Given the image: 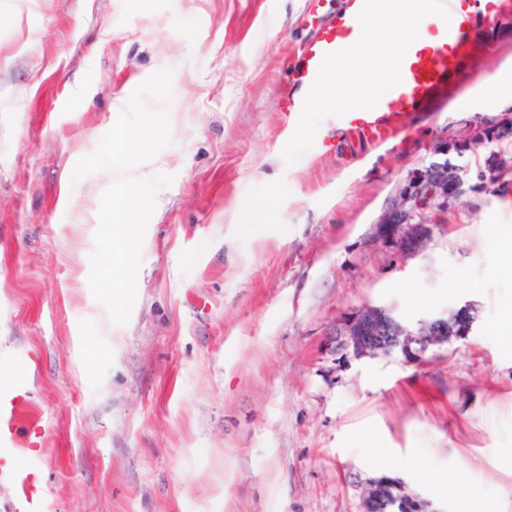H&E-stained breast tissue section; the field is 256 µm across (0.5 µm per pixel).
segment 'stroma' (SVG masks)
I'll list each match as a JSON object with an SVG mask.
<instances>
[{
  "label": "stroma",
  "mask_w": 512,
  "mask_h": 512,
  "mask_svg": "<svg viewBox=\"0 0 512 512\" xmlns=\"http://www.w3.org/2000/svg\"><path fill=\"white\" fill-rule=\"evenodd\" d=\"M336 3L0 0V357L29 368L39 512H360L380 477L455 512L461 465L467 512H512V105L481 95L512 14L400 139L323 153L333 113L282 90ZM444 162L460 194L400 257L377 227ZM128 191L150 201L129 247ZM366 304L475 323L419 362L336 367L324 338ZM148 205H149V202L140 196L130 195V196H125V197L120 198V202H119L120 217L115 223H117L116 226H117V229L119 231V234H120V237L122 238V240H124L127 243L132 242L135 239V235H136L135 229L132 226V224H128L123 220L124 211L127 208H129L130 206L142 208V207H146Z\"/></svg>",
  "instance_id": "obj_1"
}]
</instances>
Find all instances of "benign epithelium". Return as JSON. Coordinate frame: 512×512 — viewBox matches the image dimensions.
Masks as SVG:
<instances>
[{"label":"benign epithelium","instance_id":"1","mask_svg":"<svg viewBox=\"0 0 512 512\" xmlns=\"http://www.w3.org/2000/svg\"><path fill=\"white\" fill-rule=\"evenodd\" d=\"M459 184L457 169L445 164L420 173L402 197L409 216L435 200H447ZM379 232L397 250L411 255L431 236L428 224H381ZM475 317L470 305L446 315L424 318L413 329L386 306L365 305L340 318L326 339L325 353L341 367L352 359L401 353L407 360H420L434 348L447 346L470 333ZM403 512H426V503L406 492L398 480L382 477L365 483L362 512H386L389 504Z\"/></svg>","mask_w":512,"mask_h":512}]
</instances>
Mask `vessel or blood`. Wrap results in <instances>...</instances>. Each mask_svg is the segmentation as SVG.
Segmentation results:
<instances>
[{
    "instance_id": "vessel-or-blood-1",
    "label": "vessel or blood",
    "mask_w": 512,
    "mask_h": 512,
    "mask_svg": "<svg viewBox=\"0 0 512 512\" xmlns=\"http://www.w3.org/2000/svg\"><path fill=\"white\" fill-rule=\"evenodd\" d=\"M394 0H344L334 17L324 20L315 39L301 51L294 83L312 90L324 84L338 58L359 43L360 20L383 16ZM440 28L436 43L415 40L405 52L385 53L383 65L391 81L377 90L361 91L335 114L336 133L382 146L392 143L414 113L444 100L468 78L471 59L495 54L497 45L477 40V25L491 26L503 18L504 0H420ZM27 372L21 363L0 365V449L16 445V421L25 405Z\"/></svg>"
}]
</instances>
